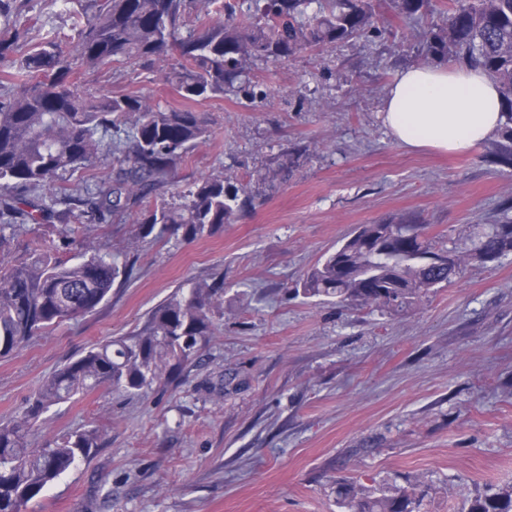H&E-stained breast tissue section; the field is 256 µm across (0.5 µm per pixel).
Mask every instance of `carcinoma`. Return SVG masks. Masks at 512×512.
<instances>
[{"instance_id": "obj_1", "label": "carcinoma", "mask_w": 512, "mask_h": 512, "mask_svg": "<svg viewBox=\"0 0 512 512\" xmlns=\"http://www.w3.org/2000/svg\"><path fill=\"white\" fill-rule=\"evenodd\" d=\"M319 2V9L310 10ZM413 17L430 0H392ZM25 2L0 0V246L29 224L65 229L104 224L145 205L137 241L181 233L210 237L231 224L248 200L246 187L220 171L181 195L152 198L176 163L211 137L193 106L235 87L248 98L250 65L286 60L338 41L381 34L374 0H77L67 19L72 48L87 71L115 62H164L158 69L181 106L129 93L93 90L73 78L51 14L21 22ZM426 58H454L483 67L505 101L506 122L489 162L512 167V0H448L445 25L422 39ZM112 158L114 175L80 192L55 184L77 169ZM414 219L366 224L327 253L293 290L307 298L350 301L381 312L415 307L472 261L512 251V217L475 224L460 244L439 246ZM120 266L85 237L79 261L50 249L0 271V358L33 337L94 312ZM224 313V279L196 280L155 307L132 336L96 344L48 377L21 415L0 423V512H27L59 476L89 458L101 432L85 426L37 442L41 416L78 394L106 386L138 396L209 341L213 317ZM425 491L414 484L378 489L350 485L345 512H420ZM460 512H512V485H492L463 497Z\"/></svg>"}]
</instances>
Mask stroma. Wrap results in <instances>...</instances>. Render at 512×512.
Masks as SVG:
<instances>
[{"label": "stroma", "mask_w": 512, "mask_h": 512, "mask_svg": "<svg viewBox=\"0 0 512 512\" xmlns=\"http://www.w3.org/2000/svg\"><path fill=\"white\" fill-rule=\"evenodd\" d=\"M367 36L257 64L264 91L196 108L212 130L160 190L173 198L217 171L247 185L251 205L211 237L136 243L142 207L97 226L102 252L133 261L95 312L0 359V422L69 359L141 328L190 280L224 277V314L195 362L140 396L99 387L52 407L46 434L95 425L90 462L61 475L35 512H340L341 483L420 482L428 512H458L461 492L512 484V252L470 263L404 313L293 296L291 287L364 224L413 218L429 237L462 242L512 198V168L410 151L379 112L389 85L422 64L433 17L393 16ZM75 78L160 103L179 96L150 65L113 64ZM73 258L81 241L30 226L0 247V267L35 244Z\"/></svg>", "instance_id": "1"}]
</instances>
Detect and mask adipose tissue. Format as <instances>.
Returning <instances> with one entry per match:
<instances>
[{
	"label": "adipose tissue",
	"mask_w": 512,
	"mask_h": 512,
	"mask_svg": "<svg viewBox=\"0 0 512 512\" xmlns=\"http://www.w3.org/2000/svg\"><path fill=\"white\" fill-rule=\"evenodd\" d=\"M504 109L482 67L427 64L398 75L383 98L382 120L408 150L468 154L504 125Z\"/></svg>",
	"instance_id": "1"
}]
</instances>
